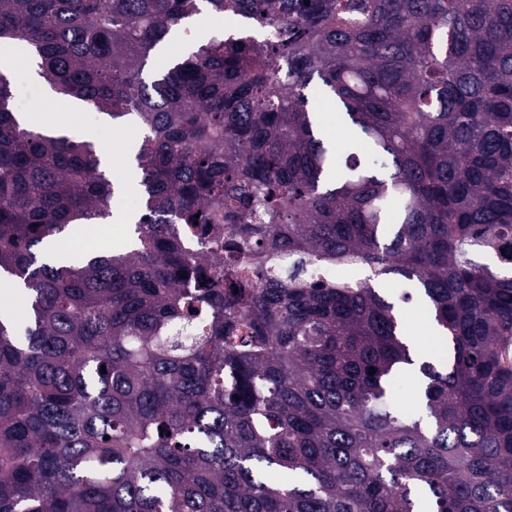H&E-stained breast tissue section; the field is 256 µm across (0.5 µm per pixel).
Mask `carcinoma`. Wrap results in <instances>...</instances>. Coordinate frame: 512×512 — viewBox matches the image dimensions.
<instances>
[{
	"label": "carcinoma",
	"mask_w": 512,
	"mask_h": 512,
	"mask_svg": "<svg viewBox=\"0 0 512 512\" xmlns=\"http://www.w3.org/2000/svg\"><path fill=\"white\" fill-rule=\"evenodd\" d=\"M203 12L280 34L146 80ZM0 50L145 131L129 250L55 263L121 184L0 70V279L28 301L0 312V512H512V275L481 261L512 269V0H0ZM407 368L425 425L389 400ZM434 324L428 302L422 297H414L404 313L402 333L417 353L444 362L446 342Z\"/></svg>",
	"instance_id": "1"
}]
</instances>
